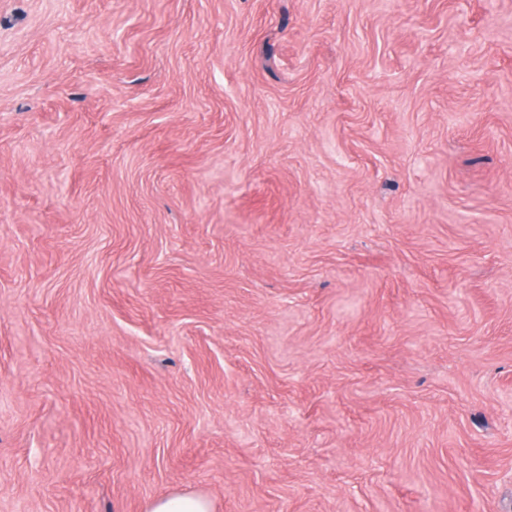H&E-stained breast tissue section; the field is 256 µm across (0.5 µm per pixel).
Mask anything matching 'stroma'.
Wrapping results in <instances>:
<instances>
[{
    "label": "stroma",
    "instance_id": "obj_1",
    "mask_svg": "<svg viewBox=\"0 0 512 512\" xmlns=\"http://www.w3.org/2000/svg\"><path fill=\"white\" fill-rule=\"evenodd\" d=\"M512 512V0H0V512ZM147 512H213L210 500L201 494L173 491L152 500Z\"/></svg>",
    "mask_w": 512,
    "mask_h": 512
}]
</instances>
